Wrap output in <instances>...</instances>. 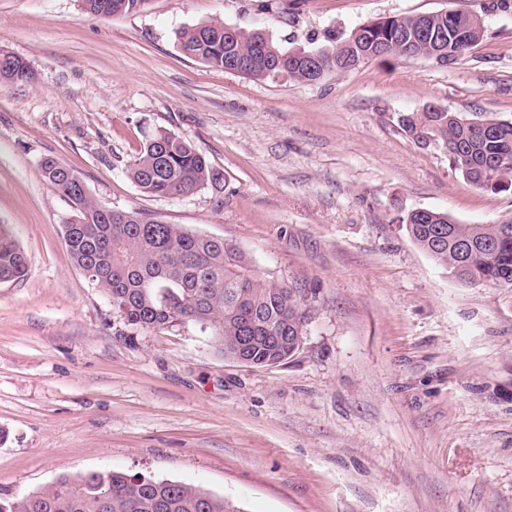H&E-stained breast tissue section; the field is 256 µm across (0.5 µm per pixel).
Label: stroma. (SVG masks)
Wrapping results in <instances>:
<instances>
[{
    "instance_id": "obj_1",
    "label": "stroma",
    "mask_w": 512,
    "mask_h": 512,
    "mask_svg": "<svg viewBox=\"0 0 512 512\" xmlns=\"http://www.w3.org/2000/svg\"><path fill=\"white\" fill-rule=\"evenodd\" d=\"M450 8L486 27L456 63L377 59L316 84L218 71L177 39L218 19L292 49ZM0 49L36 74L0 83V224L28 263L0 283V497L114 470L241 512H512V287L458 283L397 222L512 224V192L473 188L397 122L429 106L512 119V0H146L108 20L82 0H0ZM160 127L220 184L141 193L126 166ZM47 158L296 288L297 352L248 367L191 323L123 335L65 248Z\"/></svg>"
}]
</instances>
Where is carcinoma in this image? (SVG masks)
I'll return each instance as SVG.
<instances>
[{"mask_svg": "<svg viewBox=\"0 0 512 512\" xmlns=\"http://www.w3.org/2000/svg\"><path fill=\"white\" fill-rule=\"evenodd\" d=\"M146 0H83L87 13L110 19L140 8ZM470 13L447 9L430 17L388 16L344 37L328 32L324 43L307 51L343 69L365 57L425 58L436 51L431 34L453 49L451 64L479 44L485 29L473 28ZM183 55L225 70L228 53L245 59L240 74L256 80L272 77L267 62L280 59L282 75L303 82L308 72L292 66L289 50L259 30L238 28L224 44V22L210 20L182 29ZM8 64L0 82H30L34 75L21 57L0 50ZM467 117L431 108L398 117V125L418 144L448 153L450 165L476 189L512 191V119L482 118L487 129L471 127ZM43 176L70 204L64 244L73 262L112 302L129 332L165 329L191 322L215 337L228 359L258 367L277 356L294 354L292 338L304 335L306 314L293 289L255 273L249 258L222 238L166 224L139 211L107 208L92 198L73 169L46 158ZM130 179L148 196L177 197L219 181V172L188 138L166 129L149 134L128 164ZM413 243L448 268L459 283L480 287L512 285V224H458L448 214L411 210L398 217ZM24 251L10 225L0 224V281L23 279ZM110 493L108 512H240L224 498L203 489L142 473L95 471L63 475L48 489L16 500L0 498V512H99V498Z\"/></svg>", "mask_w": 512, "mask_h": 512, "instance_id": "obj_1", "label": "carcinoma"}]
</instances>
